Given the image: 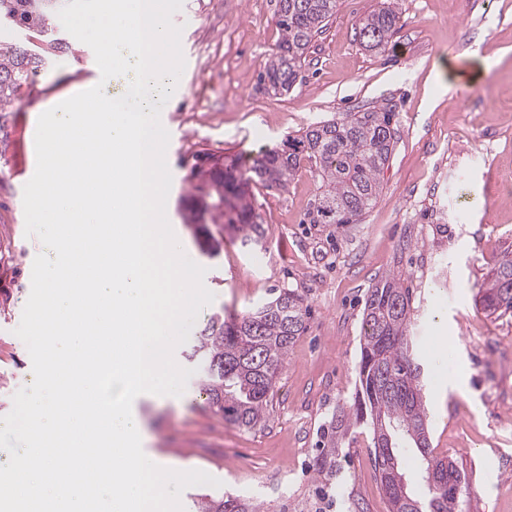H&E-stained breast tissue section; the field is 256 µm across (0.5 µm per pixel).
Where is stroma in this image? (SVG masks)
<instances>
[{
    "label": "stroma",
    "mask_w": 512,
    "mask_h": 512,
    "mask_svg": "<svg viewBox=\"0 0 512 512\" xmlns=\"http://www.w3.org/2000/svg\"><path fill=\"white\" fill-rule=\"evenodd\" d=\"M399 28L385 52L366 50L360 19L385 0H339L317 35L293 89L276 96L257 76L281 34L278 0H183L181 94L161 123L170 135L166 216L186 254L204 267L214 301L198 314V337L213 313L240 315L294 290L306 328L290 349L260 428L224 421L193 374L180 398H143L136 408L145 450L220 480L217 494L291 512L296 501L334 502L333 512H389L365 425L348 436L333 481L312 468L316 442L338 406L352 403L366 293L398 274L416 294L409 326L425 368L431 446L471 479L466 512H512V315L478 303L492 268L512 253V0H396ZM83 43L50 52L20 101L0 118V418L33 381L15 330L43 246L25 234L23 188L35 164L40 103L99 79ZM449 63L464 81L440 84ZM394 112L395 144L375 206L354 224H308L318 184L300 171L287 189L253 182L265 229L245 247L210 221L184 220L188 176L202 153L232 160L282 146L287 137L346 112ZM452 337L439 350L441 337Z\"/></svg>",
    "instance_id": "35a3bbf8"
}]
</instances>
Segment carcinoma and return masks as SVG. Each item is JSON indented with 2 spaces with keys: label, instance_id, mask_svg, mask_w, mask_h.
I'll list each match as a JSON object with an SVG mask.
<instances>
[{
  "label": "carcinoma",
  "instance_id": "carcinoma-1",
  "mask_svg": "<svg viewBox=\"0 0 512 512\" xmlns=\"http://www.w3.org/2000/svg\"><path fill=\"white\" fill-rule=\"evenodd\" d=\"M339 0H279L277 24L282 38L259 79L274 93H287L297 81L313 38L336 13ZM66 0H0V26L35 30L40 45L0 42V112L12 107L32 76L43 66L46 48L60 49L65 39L47 27ZM400 21L393 3L368 15L358 26L366 49H386ZM394 113L386 109L349 112L309 126L288 137L282 147L257 155L244 169H192L191 200L186 223L208 214L214 224L242 234L244 244L264 237L245 185L254 177L284 190L306 167L319 184L307 212L311 224H351L378 199L381 177L394 148ZM415 295L395 275L382 278L367 294L358 383L353 402L337 407L323 428L315 460L318 476L333 480L351 426L365 423L372 434L374 467L390 512H463L470 495L465 471L453 460L433 455L424 402L423 367L413 349L408 326ZM489 314L512 313V255L503 257L481 293ZM303 299L293 290L279 293L253 312L226 319L213 315L192 356L204 363L201 390L215 413L246 430L265 421L270 397L288 350L305 330ZM425 474L427 494L413 495L403 483L406 453ZM194 512H262L251 498L226 493L198 494Z\"/></svg>",
  "mask_w": 512,
  "mask_h": 512
}]
</instances>
